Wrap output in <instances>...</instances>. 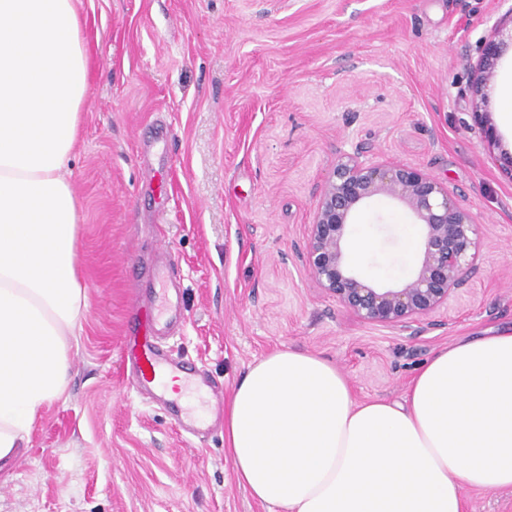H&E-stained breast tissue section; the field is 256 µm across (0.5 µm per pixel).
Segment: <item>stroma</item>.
I'll return each mask as SVG.
<instances>
[{
    "label": "stroma",
    "instance_id": "stroma-1",
    "mask_svg": "<svg viewBox=\"0 0 512 512\" xmlns=\"http://www.w3.org/2000/svg\"><path fill=\"white\" fill-rule=\"evenodd\" d=\"M76 6L90 77L70 167L88 307L65 400L0 470V512H268L238 485L223 430L187 440L126 384L125 322L160 246L178 260L185 315L167 346L225 387L290 348L333 363L357 398L397 399L435 351L512 332V138L496 99L512 56L473 92L481 43L512 23L507 0ZM359 147L447 183L481 224V263L416 330L359 321L302 258L329 171ZM414 224L372 197L355 220L360 268L408 281Z\"/></svg>",
    "mask_w": 512,
    "mask_h": 512
}]
</instances>
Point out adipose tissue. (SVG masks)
<instances>
[{
	"instance_id": "1",
	"label": "adipose tissue",
	"mask_w": 512,
	"mask_h": 512,
	"mask_svg": "<svg viewBox=\"0 0 512 512\" xmlns=\"http://www.w3.org/2000/svg\"><path fill=\"white\" fill-rule=\"evenodd\" d=\"M81 23L76 0H0V463L65 399L86 314ZM224 452L272 512H465V488L512 489V332L434 353L399 400H356L326 359L273 350L231 390Z\"/></svg>"
}]
</instances>
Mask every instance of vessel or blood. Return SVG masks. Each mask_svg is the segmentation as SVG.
I'll use <instances>...</instances> for the list:
<instances>
[{"label":"vessel or blood","instance_id":"b4317fda","mask_svg":"<svg viewBox=\"0 0 512 512\" xmlns=\"http://www.w3.org/2000/svg\"><path fill=\"white\" fill-rule=\"evenodd\" d=\"M179 266L176 258L156 267L151 283L162 286L160 305H149L145 309L133 312L127 322V334L122 345L123 357L132 365L133 388L142 394L164 397L163 379L166 375L184 374L188 385L204 392L213 407L224 403V391L205 371L195 369L181 357L167 350L162 340L177 324L182 323L184 315L181 308L180 288L177 283ZM174 423L187 434L200 438L215 428V420L202 413L178 411Z\"/></svg>","mask_w":512,"mask_h":512}]
</instances>
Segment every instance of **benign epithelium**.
Masks as SVG:
<instances>
[{
	"instance_id": "7a95c632",
	"label": "benign epithelium",
	"mask_w": 512,
	"mask_h": 512,
	"mask_svg": "<svg viewBox=\"0 0 512 512\" xmlns=\"http://www.w3.org/2000/svg\"><path fill=\"white\" fill-rule=\"evenodd\" d=\"M501 30L483 43L475 93L494 77ZM383 194L403 204L420 226L414 277L397 288L365 281L345 259V242L355 214ZM480 224L447 185L424 170L377 160L361 150L338 158L308 224L303 258L322 291L369 323L409 327L448 304L464 270L478 264Z\"/></svg>"
}]
</instances>
